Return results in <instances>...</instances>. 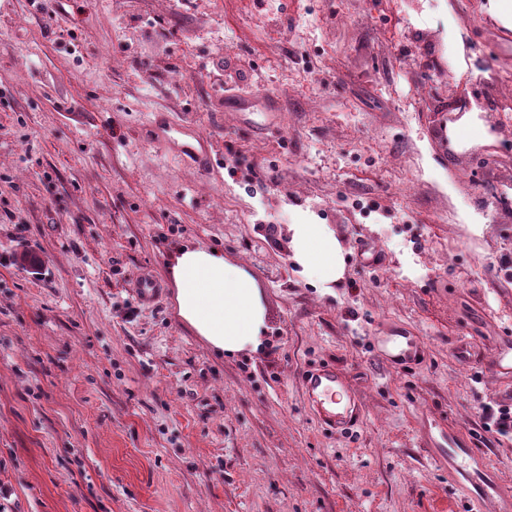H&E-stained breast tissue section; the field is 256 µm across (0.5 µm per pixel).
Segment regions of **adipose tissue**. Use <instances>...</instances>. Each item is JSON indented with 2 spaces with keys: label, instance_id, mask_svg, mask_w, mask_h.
<instances>
[{
  "label": "adipose tissue",
  "instance_id": "ef3b65f1",
  "mask_svg": "<svg viewBox=\"0 0 512 512\" xmlns=\"http://www.w3.org/2000/svg\"><path fill=\"white\" fill-rule=\"evenodd\" d=\"M288 247L313 285L333 288L345 273L343 250L328 225L301 215L287 227ZM169 274L175 286L173 312L217 355L264 350L267 309L254 275L222 252L204 246L173 250Z\"/></svg>",
  "mask_w": 512,
  "mask_h": 512
}]
</instances>
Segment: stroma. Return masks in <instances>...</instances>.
<instances>
[{
    "mask_svg": "<svg viewBox=\"0 0 512 512\" xmlns=\"http://www.w3.org/2000/svg\"><path fill=\"white\" fill-rule=\"evenodd\" d=\"M406 2L0 0V512H475L448 476L465 435L512 491L485 428L512 408L487 368L512 341V26ZM240 60L277 117L221 111ZM464 98L495 139L458 151ZM197 137L203 171L177 151ZM295 213L342 243L330 290L290 258ZM180 242L256 277L265 354L174 320ZM327 363L362 406L344 433L302 383ZM133 292L140 304H153L163 294L164 288L160 281L150 277H142L133 283Z\"/></svg>",
    "mask_w": 512,
    "mask_h": 512,
    "instance_id": "obj_1",
    "label": "stroma"
}]
</instances>
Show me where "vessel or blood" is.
<instances>
[{
	"label": "vessel or blood",
	"instance_id": "vessel-or-blood-1",
	"mask_svg": "<svg viewBox=\"0 0 512 512\" xmlns=\"http://www.w3.org/2000/svg\"><path fill=\"white\" fill-rule=\"evenodd\" d=\"M275 113L280 111L279 101L269 95L254 93H228L224 96V109L228 112H243L252 108ZM133 292L139 303L152 304L163 294L160 281L150 277L137 279ZM303 383L308 395V402L324 429L342 431L360 417L358 402H351L349 409L340 410L339 397L346 392L347 383L343 372L335 365L326 364L307 369L303 374Z\"/></svg>",
	"mask_w": 512,
	"mask_h": 512
}]
</instances>
